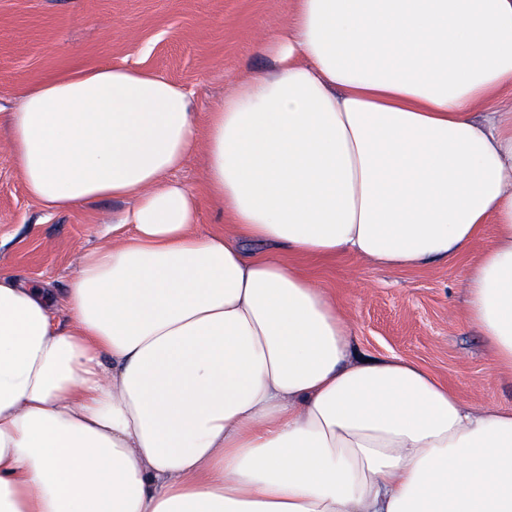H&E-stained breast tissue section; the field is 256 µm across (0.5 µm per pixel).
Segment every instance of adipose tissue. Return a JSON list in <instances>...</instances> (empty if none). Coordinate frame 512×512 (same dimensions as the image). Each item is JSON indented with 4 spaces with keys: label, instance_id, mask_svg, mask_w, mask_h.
I'll return each instance as SVG.
<instances>
[{
    "label": "adipose tissue",
    "instance_id": "obj_1",
    "mask_svg": "<svg viewBox=\"0 0 512 512\" xmlns=\"http://www.w3.org/2000/svg\"><path fill=\"white\" fill-rule=\"evenodd\" d=\"M276 68L208 115L117 66L0 116L49 210L130 200L55 292L0 272V512H512V406L351 357L287 261L416 268L489 244L466 308L512 369V0H295ZM260 244L245 252L244 242Z\"/></svg>",
    "mask_w": 512,
    "mask_h": 512
}]
</instances>
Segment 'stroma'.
<instances>
[{"instance_id": "obj_1", "label": "stroma", "mask_w": 512, "mask_h": 512, "mask_svg": "<svg viewBox=\"0 0 512 512\" xmlns=\"http://www.w3.org/2000/svg\"><path fill=\"white\" fill-rule=\"evenodd\" d=\"M293 0H0V107L34 85L105 65L152 70L189 90L205 119L244 77L268 70L262 46L281 34ZM198 194L201 230L222 221L206 193L201 158L173 172ZM127 201L101 199L50 212L28 193L0 139V270L64 288L81 254L104 242ZM483 248L449 264L377 268L364 261L302 262L351 321L363 358L401 357L472 406L512 404V371L498 368L470 322L462 278Z\"/></svg>"}]
</instances>
